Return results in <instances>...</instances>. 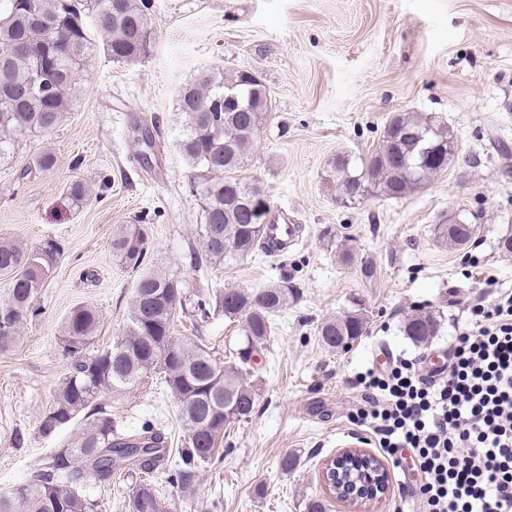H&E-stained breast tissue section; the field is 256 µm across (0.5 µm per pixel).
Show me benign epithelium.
<instances>
[{
	"label": "benign epithelium",
	"instance_id": "obj_1",
	"mask_svg": "<svg viewBox=\"0 0 512 512\" xmlns=\"http://www.w3.org/2000/svg\"><path fill=\"white\" fill-rule=\"evenodd\" d=\"M322 482L335 498L346 495L345 503L359 508L382 497L388 487L383 461L362 448H343L326 460Z\"/></svg>",
	"mask_w": 512,
	"mask_h": 512
}]
</instances>
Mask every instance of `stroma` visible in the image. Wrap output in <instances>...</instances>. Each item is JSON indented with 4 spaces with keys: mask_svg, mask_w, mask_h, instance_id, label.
Wrapping results in <instances>:
<instances>
[{
    "mask_svg": "<svg viewBox=\"0 0 512 512\" xmlns=\"http://www.w3.org/2000/svg\"><path fill=\"white\" fill-rule=\"evenodd\" d=\"M154 43L134 63L94 51L73 106L48 136L18 140L0 165V237L33 247L61 240L65 251L40 289L39 314L15 348L0 354V491L30 483L62 430L43 437L39 425L51 392L66 373L60 336L71 309L95 306L101 316L95 348L122 330L135 281L113 260L118 225L144 219L152 260L184 285L254 290L288 278L295 289L276 318L275 339L253 380L259 402L249 421L233 424L220 462L204 466L192 498L157 475L167 512H306L324 496L326 459L347 447L374 450L366 428L350 422L364 404L356 374L376 365V351L443 359L470 317L474 299L512 291V254L498 241L512 234V163L495 139L512 144V0H151ZM230 66L256 72L274 109L246 172L264 187L271 214L301 225L282 256L256 254L208 270L190 264L188 245L202 221L192 170L177 146L180 88L199 71ZM438 116L455 136L457 154L476 168L450 163L403 199L370 197L345 205L328 173L336 155L367 159L391 117ZM160 116V147L150 163L130 148L136 123ZM57 158L49 172L28 169L44 148ZM96 193L75 208L74 181ZM472 214L479 233L466 247L448 248L436 226L450 212ZM361 305L363 336L331 353L317 328ZM438 312L428 343L403 333L416 306ZM195 337L219 364L243 345L239 323L213 317ZM121 428L151 421L177 449L183 439L173 398L150 385L110 401ZM26 442L15 447V433ZM294 453L290 474L279 462ZM384 497L364 512H418L412 459L388 470Z\"/></svg>",
    "mask_w": 512,
    "mask_h": 512,
    "instance_id": "1",
    "label": "stroma"
}]
</instances>
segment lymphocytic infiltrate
Here are the masks:
<instances>
[{
	"label": "lymphocytic infiltrate",
	"instance_id": "obj_1",
	"mask_svg": "<svg viewBox=\"0 0 512 512\" xmlns=\"http://www.w3.org/2000/svg\"><path fill=\"white\" fill-rule=\"evenodd\" d=\"M470 312L442 371L404 358L357 378L353 419L382 456L414 459L422 512H512V292Z\"/></svg>",
	"mask_w": 512,
	"mask_h": 512
}]
</instances>
